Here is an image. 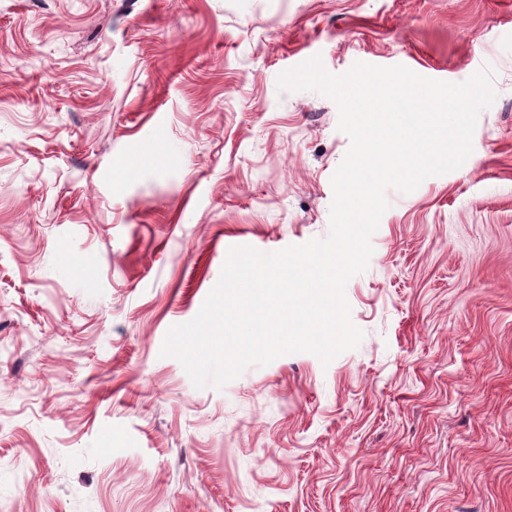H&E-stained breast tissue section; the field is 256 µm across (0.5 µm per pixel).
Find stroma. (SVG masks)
Here are the masks:
<instances>
[{
	"label": "stroma",
	"instance_id": "35a3bbf8",
	"mask_svg": "<svg viewBox=\"0 0 512 512\" xmlns=\"http://www.w3.org/2000/svg\"><path fill=\"white\" fill-rule=\"evenodd\" d=\"M316 56L497 98L388 190L356 348L195 387L160 349L229 249L329 232ZM0 512H512V0H0Z\"/></svg>",
	"mask_w": 512,
	"mask_h": 512
}]
</instances>
